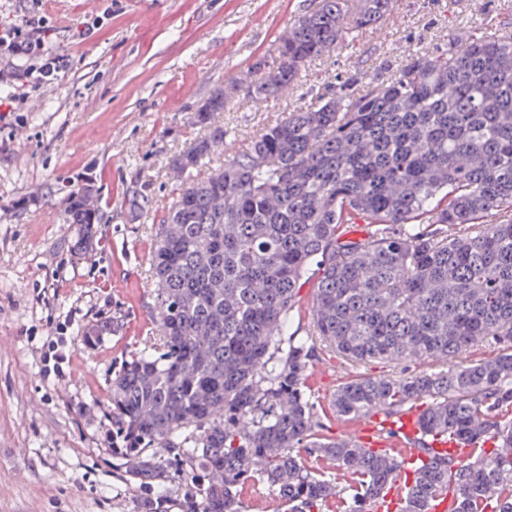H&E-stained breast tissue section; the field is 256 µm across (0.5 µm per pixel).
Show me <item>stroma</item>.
<instances>
[{
  "label": "stroma",
  "instance_id": "stroma-1",
  "mask_svg": "<svg viewBox=\"0 0 512 512\" xmlns=\"http://www.w3.org/2000/svg\"><path fill=\"white\" fill-rule=\"evenodd\" d=\"M312 0H43L45 39L69 58L53 86L33 88L18 124L0 126V512H141L166 493L181 512L185 489L143 486L112 458V381L158 336L151 258L155 228L178 185L173 159L207 128L198 109L215 88L275 54L279 36ZM111 7L89 40L72 30ZM512 0H398L378 27L348 29L288 94L255 104L238 92L218 121L224 147L245 150L264 127L339 82L356 92L412 56L499 35ZM93 184L91 240L68 223L67 199ZM66 324L61 375H45L51 327ZM318 349L308 391L327 409L339 384L393 374Z\"/></svg>",
  "mask_w": 512,
  "mask_h": 512
}]
</instances>
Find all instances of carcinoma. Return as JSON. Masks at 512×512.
I'll return each instance as SVG.
<instances>
[{"instance_id": "1", "label": "carcinoma", "mask_w": 512, "mask_h": 512, "mask_svg": "<svg viewBox=\"0 0 512 512\" xmlns=\"http://www.w3.org/2000/svg\"><path fill=\"white\" fill-rule=\"evenodd\" d=\"M396 3L315 0L247 94L287 93L346 25L377 26ZM227 99L215 90L200 122ZM223 145L215 125L173 160L186 179L156 227L160 336L112 381V457L142 484L184 485L181 512H244L257 479L286 512H375L405 463L323 434L307 386L320 343L355 364L443 365L358 377L331 401L335 417L380 411L398 426L423 405L413 445L426 458L399 512H512V36L423 52L361 95L343 83L194 175ZM66 218L92 237L91 188ZM311 279L313 332L299 338L290 321ZM486 345L497 353L459 361ZM439 436L457 454H433Z\"/></svg>"}]
</instances>
